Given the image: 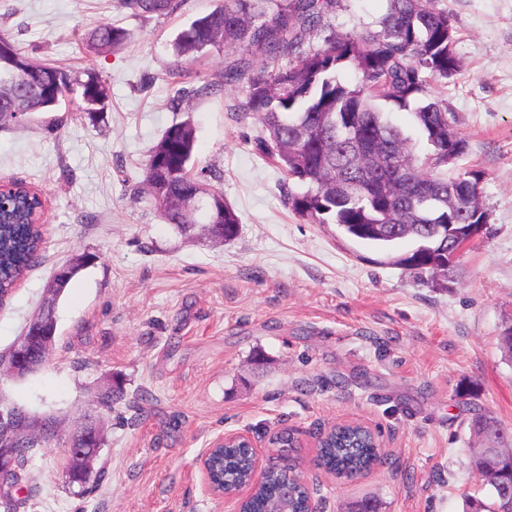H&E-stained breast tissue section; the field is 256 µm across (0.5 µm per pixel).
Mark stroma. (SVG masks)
I'll list each match as a JSON object with an SVG mask.
<instances>
[{
	"mask_svg": "<svg viewBox=\"0 0 512 512\" xmlns=\"http://www.w3.org/2000/svg\"><path fill=\"white\" fill-rule=\"evenodd\" d=\"M217 0H178L133 16L121 0H0V31L31 59L107 83L106 112L76 104L0 127V181L45 201V250L0 304V351L35 318L55 269L94 255L59 300L48 361L0 377V398L50 417L59 442L38 449L22 489L26 512H231L211 496L199 458L220 435L249 433L260 453L289 429L318 512L372 497L381 512H462L480 495L468 470L473 413L512 429V0H436L456 32L461 70L435 84L466 141L451 173L481 174L482 233L448 273L417 276L289 210L288 182L256 150L260 127L236 107L212 52L172 75V41ZM386 0H349L336 35L379 18ZM131 32L120 49L87 47L96 24ZM218 84L174 109L177 89ZM196 130L194 172L240 218L220 242L179 234L138 196L150 148L170 125ZM121 386L111 409L96 398ZM94 415L104 444L93 490L68 486L65 438ZM334 423L380 435L383 465L351 480L316 468V436Z\"/></svg>",
	"mask_w": 512,
	"mask_h": 512,
	"instance_id": "stroma-1",
	"label": "stroma"
}]
</instances>
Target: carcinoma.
<instances>
[{
	"label": "carcinoma",
	"instance_id": "obj_1",
	"mask_svg": "<svg viewBox=\"0 0 512 512\" xmlns=\"http://www.w3.org/2000/svg\"><path fill=\"white\" fill-rule=\"evenodd\" d=\"M342 0H222L209 13L192 20L173 41L172 70L180 72L212 50L231 55L255 51L266 66L255 72L229 68L224 82L246 80L247 95L239 111L254 118L263 135L256 149L280 168L289 184L288 208L313 224H334L341 233L379 250L393 264L411 271L445 269L448 255L458 248L456 232L480 222L477 174L453 175L445 170L444 142L453 126L447 107L429 98L431 82L448 80L460 72L454 51V30L448 13L434 0H387L386 12L354 34L338 38L330 32L328 15ZM141 13L166 14L174 0H124ZM322 36L317 49L306 47L313 35ZM130 32L102 22L90 34V48L105 53L121 48ZM286 67L273 66L281 58ZM353 68L362 82L351 86L339 73ZM78 99L80 111L106 110L109 88L95 73L81 80L69 69L41 65L22 55L0 33V126L16 124V113L53 112L62 101ZM413 108L417 126L432 147L421 164L402 130L384 117L376 101ZM195 128L190 121L169 126L154 144L143 168L142 183L162 218L180 229L188 225L179 203L200 191L203 183L192 174L195 165ZM41 202L28 189L7 193L0 208V302L37 263L44 245L43 225L37 223ZM198 215L211 224L213 236L233 239L239 217L222 194L211 192L210 205ZM410 238L417 247L403 256L392 246ZM91 260L60 267L54 277L55 294L41 313L38 330L56 333L55 309L70 281ZM13 414L8 425L17 428L12 445L16 470L0 478L7 487L11 512L26 500L16 498L26 480L34 451L23 437L31 425L39 430L41 447L58 440L50 418L30 420L16 405L0 403V414ZM490 417L476 416L470 429L476 437L505 439L512 435L503 424L487 430ZM67 444L95 454L93 432L77 428ZM293 436L280 431L270 442L272 454L260 480L253 478V449L236 442L210 455L212 476L225 492L252 488L242 512H304L308 487L296 470ZM317 465L338 477H352L381 462L374 434L359 424L334 425L324 432ZM491 503L465 498V512H512V477L483 479Z\"/></svg>",
	"mask_w": 512,
	"mask_h": 512
}]
</instances>
